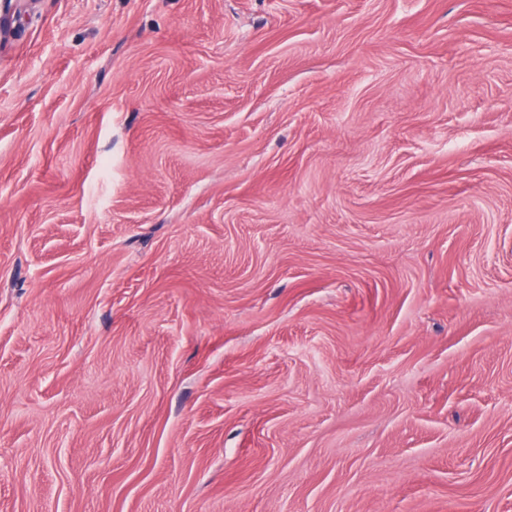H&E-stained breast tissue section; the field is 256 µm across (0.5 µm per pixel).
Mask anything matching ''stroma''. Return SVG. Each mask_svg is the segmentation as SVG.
Segmentation results:
<instances>
[{
	"label": "stroma",
	"instance_id": "1",
	"mask_svg": "<svg viewBox=\"0 0 512 512\" xmlns=\"http://www.w3.org/2000/svg\"><path fill=\"white\" fill-rule=\"evenodd\" d=\"M0 512H512V0L17 12Z\"/></svg>",
	"mask_w": 512,
	"mask_h": 512
}]
</instances>
